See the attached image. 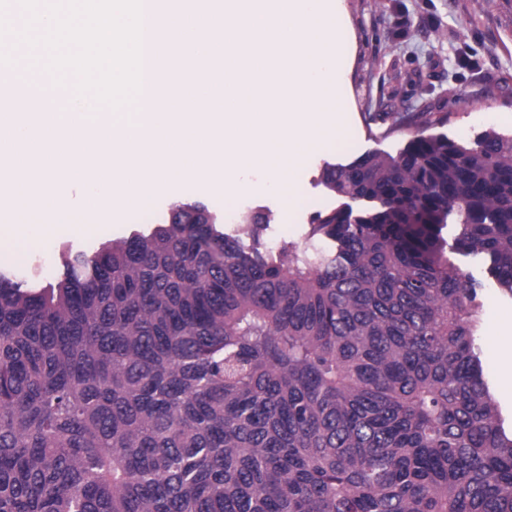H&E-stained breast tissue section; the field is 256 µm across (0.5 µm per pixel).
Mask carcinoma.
Wrapping results in <instances>:
<instances>
[{"label":"carcinoma","mask_w":512,"mask_h":512,"mask_svg":"<svg viewBox=\"0 0 512 512\" xmlns=\"http://www.w3.org/2000/svg\"><path fill=\"white\" fill-rule=\"evenodd\" d=\"M326 164L347 203L272 248L199 203L44 286L0 269V512H512L475 345L512 295V134ZM456 225L453 245L442 236Z\"/></svg>","instance_id":"obj_1"}]
</instances>
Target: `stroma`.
Segmentation results:
<instances>
[{
  "mask_svg": "<svg viewBox=\"0 0 512 512\" xmlns=\"http://www.w3.org/2000/svg\"><path fill=\"white\" fill-rule=\"evenodd\" d=\"M346 19L348 58L341 80L349 103V133L340 147L312 156L298 183L299 203L290 210L277 207L267 190L269 176L242 171L246 186L236 198L238 211L273 208L276 221L266 234L269 246L281 241L305 245L312 212L337 206L334 195L316 178L323 162L349 160L367 152L397 153L413 135L396 127L392 118L430 112L438 117L437 134L471 142L487 129L512 132V0H336ZM178 200L204 202L224 211V196L204 187H184L161 193L132 219L111 222L106 233L122 237L133 224H154ZM90 250L97 237L61 235L59 242L39 245L0 243V263L41 273L52 279L57 271L60 243ZM459 263L482 281L483 309L477 345L483 368L505 417H512V390L501 375L496 340L512 341V296L496 288L483 265L457 256Z\"/></svg>",
  "mask_w": 512,
  "mask_h": 512,
  "instance_id": "35a3bbf8",
  "label": "stroma"
}]
</instances>
